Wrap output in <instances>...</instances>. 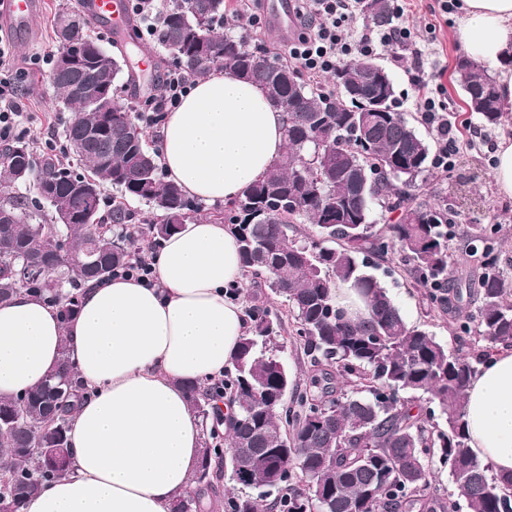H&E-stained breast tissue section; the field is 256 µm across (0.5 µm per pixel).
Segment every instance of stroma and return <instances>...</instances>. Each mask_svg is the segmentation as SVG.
Instances as JSON below:
<instances>
[{"instance_id": "stroma-1", "label": "stroma", "mask_w": 512, "mask_h": 512, "mask_svg": "<svg viewBox=\"0 0 512 512\" xmlns=\"http://www.w3.org/2000/svg\"><path fill=\"white\" fill-rule=\"evenodd\" d=\"M76 2L43 0L42 11L33 22L30 42L16 45L15 63L28 69V82L33 88L27 101L29 121L26 140L35 148L49 141H61L65 127L75 118L74 112L58 103L48 73L32 65L30 59L37 53L57 51L53 18L62 8L75 6ZM441 2H403L404 14L399 23L413 30L421 50L420 59L408 57L403 62H395L391 50L382 46L376 48L373 56L393 77L396 89L394 110L404 113L424 136L430 138L432 150H439L441 143L436 140L432 128L422 120L414 91L416 80L423 75L437 76L444 85L450 116L448 127L453 136L467 143L451 174L444 175L436 169H429L423 185L416 191L417 201L431 202L442 198L458 212L454 227L456 240L450 245L452 269L464 270L469 263L458 242L459 236L475 224L489 228L494 226L501 240L500 266L512 278V196L499 192L494 178L498 145L501 139H512V102L506 103V115L498 127L483 126L474 117L465 126L456 122V115L467 112L454 72L463 51L456 37L458 13L454 10L443 12ZM143 52L155 58L156 68L145 72L137 70L130 76L122 75L117 95L128 106L145 102L150 95L159 93L161 77L168 67L169 53L164 47L144 40L139 47L129 50L134 58ZM379 264L385 271L381 281L409 325L426 329L463 356L475 352L473 335L462 333L447 313L428 305L424 288L415 283L399 256L388 255L380 259Z\"/></svg>"}]
</instances>
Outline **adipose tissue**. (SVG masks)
<instances>
[{
  "mask_svg": "<svg viewBox=\"0 0 512 512\" xmlns=\"http://www.w3.org/2000/svg\"><path fill=\"white\" fill-rule=\"evenodd\" d=\"M457 39L499 69L512 101V0H459ZM284 149L283 115L256 85L221 73L197 81L168 113L159 161L169 180L205 203L227 202ZM157 283L112 278L86 288L62 321L53 304L20 292L0 304V396L41 384L62 352L90 397L69 434V472L38 490L26 512H170L201 455L200 419L183 385L223 374L247 328L225 290L243 267L229 226L193 217L164 242ZM468 445L512 472V346H497L466 394Z\"/></svg>",
  "mask_w": 512,
  "mask_h": 512,
  "instance_id": "1",
  "label": "adipose tissue"
}]
</instances>
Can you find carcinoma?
Masks as SVG:
<instances>
[{
    "mask_svg": "<svg viewBox=\"0 0 512 512\" xmlns=\"http://www.w3.org/2000/svg\"><path fill=\"white\" fill-rule=\"evenodd\" d=\"M363 15L374 27L392 20L388 0H372ZM65 23L87 46H98L82 11L58 13L59 38ZM157 40L172 54L173 66L194 80L220 70L260 86L283 113L285 152L241 196L206 207L164 179L158 148L117 99L119 58L92 52L71 75L59 73L54 61L49 81L58 102L77 114L65 130L73 164L52 153L34 154L23 139L0 146V222L9 226L0 235V302L24 291L58 305L69 320L82 286L110 279L138 247L158 243L184 216L204 211L231 225L244 275L263 278L262 291L248 302L251 325L224 380L185 384L203 424V452L192 487L172 512H263L266 501L275 512H512V473L495 471L471 452L465 423V391L478 365L497 345L512 344V281L500 271L493 231L479 225L463 240L474 266L450 273L456 212L446 204H413L414 189L429 170L430 146L403 113L392 110L393 86L383 90L386 111L368 112L367 96L376 89L358 85L368 56L337 68L330 93L298 80L280 58L277 68L252 64L254 56L269 52L224 32V0H172ZM455 72L470 112L487 126L501 124L505 106L494 78L467 58L457 61ZM76 82L100 97H74ZM321 134L330 146L316 153L313 140ZM23 170L52 183L78 221L46 232L58 207L46 210L14 192ZM90 180L100 186L94 198L82 194ZM109 187L116 192L110 210ZM130 199L160 212L161 221L143 224ZM374 203L381 216L395 215L384 233L371 219ZM302 222L314 226V235L289 238L292 225ZM389 253L399 255L426 288L430 304L456 319L463 304L475 307L467 319L477 324L485 345L472 357L406 323L373 273L372 258ZM27 257L49 273L21 276ZM338 281L362 292L365 321H350L336 307L332 288ZM265 288L283 299L313 361L315 372L303 388L278 357L283 323L265 305ZM402 392L426 397L427 405L412 411L401 402ZM89 396L65 349L45 383L0 398V512H23L34 492L69 470L70 420ZM224 396L232 398L235 412L221 421L210 409ZM437 410L446 416L444 428L435 422ZM226 447L253 449L248 475L224 462ZM436 455L453 460L450 490H431ZM273 470L278 480L267 493ZM226 471L244 492L224 495Z\"/></svg>",
    "mask_w": 512,
    "mask_h": 512,
    "instance_id": "cac0c4a2",
    "label": "carcinoma"
}]
</instances>
